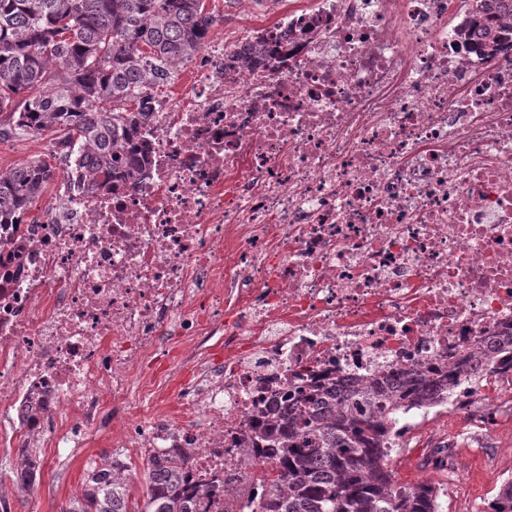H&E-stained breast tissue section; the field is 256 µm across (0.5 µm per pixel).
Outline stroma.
Listing matches in <instances>:
<instances>
[{
	"label": "stroma",
	"instance_id": "stroma-1",
	"mask_svg": "<svg viewBox=\"0 0 512 512\" xmlns=\"http://www.w3.org/2000/svg\"><path fill=\"white\" fill-rule=\"evenodd\" d=\"M272 15L268 5L255 4L242 9L237 0H224L211 37L246 26L260 25ZM48 134L21 140L0 142V171L17 163L45 157L50 149ZM482 413L490 426L481 430L443 416L431 422H421L415 429L398 438V448L391 458V469L399 483H428L441 489H452L447 512H488L487 505L504 481V472L512 473V400L483 405ZM461 435L464 439L457 450L463 458L459 471L463 486L453 487L447 468L428 463L427 458L437 447L439 438ZM112 430L103 428L92 433L85 447L40 449L41 466L33 490L23 491L14 486L9 475H0V498L10 512H61L81 492L85 476L103 456L111 455Z\"/></svg>",
	"mask_w": 512,
	"mask_h": 512
}]
</instances>
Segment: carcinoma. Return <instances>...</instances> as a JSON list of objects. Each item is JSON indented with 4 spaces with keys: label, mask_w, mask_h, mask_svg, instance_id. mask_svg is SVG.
Here are the masks:
<instances>
[{
    "label": "carcinoma",
    "mask_w": 512,
    "mask_h": 512,
    "mask_svg": "<svg viewBox=\"0 0 512 512\" xmlns=\"http://www.w3.org/2000/svg\"><path fill=\"white\" fill-rule=\"evenodd\" d=\"M463 2L472 36L494 56L512 39V0ZM214 24L206 0H0V141L48 131L51 157H78L86 176L112 188V171L143 161L125 150L145 118L141 99L171 83ZM57 170L38 158L0 172V225L22 223ZM507 354L512 334L492 337L446 372L410 368L343 393L316 382L299 390L291 412L264 417L252 441L280 465L256 512H442L439 489L400 484L389 469L398 418L476 382L477 367ZM183 466L173 456L145 471L141 512H201L224 500L222 485L187 484ZM122 469L103 458L88 472L81 498L62 512H129ZM11 473L21 489L35 482L30 449ZM495 500L497 512H512L511 480Z\"/></svg>",
    "instance_id": "cac0c4a2"
}]
</instances>
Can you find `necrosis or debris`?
Instances as JSON below:
<instances>
[{"label": "necrosis or debris", "instance_id": "necrosis-or-debris-1", "mask_svg": "<svg viewBox=\"0 0 512 512\" xmlns=\"http://www.w3.org/2000/svg\"><path fill=\"white\" fill-rule=\"evenodd\" d=\"M452 4L281 9L147 99L133 175L96 188L66 161L0 260V447H81L108 401L114 447L181 455L254 512L279 463L247 439L292 384L444 368L512 333V42L488 60ZM164 357L168 380L140 378ZM172 379L176 411L139 419ZM502 397L507 361L447 407L479 428Z\"/></svg>", "mask_w": 512, "mask_h": 512}]
</instances>
